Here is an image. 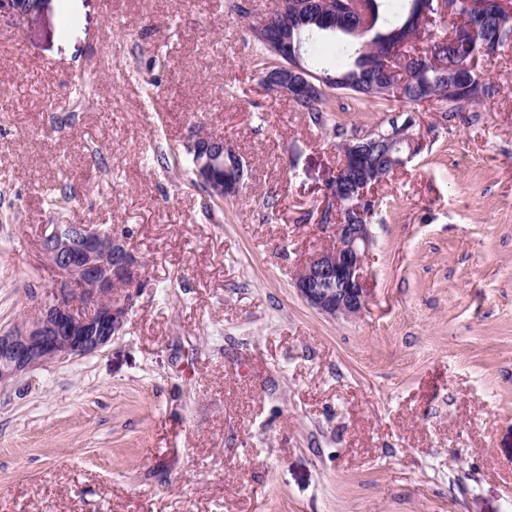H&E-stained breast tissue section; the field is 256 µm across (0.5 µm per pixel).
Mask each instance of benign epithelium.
Wrapping results in <instances>:
<instances>
[{"label": "benign epithelium", "mask_w": 512, "mask_h": 512, "mask_svg": "<svg viewBox=\"0 0 512 512\" xmlns=\"http://www.w3.org/2000/svg\"><path fill=\"white\" fill-rule=\"evenodd\" d=\"M39 0H0V17L22 22ZM276 8L265 14L252 29L257 41L283 59L262 74L272 91L295 101L315 100L329 88L331 77L317 74L303 64L299 30L278 16ZM409 52L406 40L386 45L381 61L393 85L403 86L408 77ZM406 122L394 132L379 137L362 135L344 147L345 160L329 187L336 201V224L332 244L307 260L295 274L301 296L319 312L330 317L361 313L369 301L364 262L370 248L369 225L364 207L374 171L384 161L395 170L420 147L419 139ZM404 142L400 162L390 152L389 140ZM193 172L198 181L228 196L236 193L244 175L242 160L224 138L196 134L187 143ZM43 259L60 279L40 304L38 311L0 332V385L20 379L29 370L100 351L123 331L132 294H117L112 282L126 288L142 285L140 264L119 237L92 224H49L39 243Z\"/></svg>", "instance_id": "1"}]
</instances>
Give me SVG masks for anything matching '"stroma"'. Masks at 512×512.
Masks as SVG:
<instances>
[{
	"mask_svg": "<svg viewBox=\"0 0 512 512\" xmlns=\"http://www.w3.org/2000/svg\"><path fill=\"white\" fill-rule=\"evenodd\" d=\"M235 3L0 20V331L58 278L47 225L122 235L144 275L121 336L0 387V512H512V45L481 104L338 96L318 127L254 65L276 0ZM393 121L422 148L371 189L370 300L333 319L294 274L332 242L335 131ZM196 133L244 164L218 205L151 159Z\"/></svg>",
	"mask_w": 512,
	"mask_h": 512,
	"instance_id": "1",
	"label": "stroma"
}]
</instances>
